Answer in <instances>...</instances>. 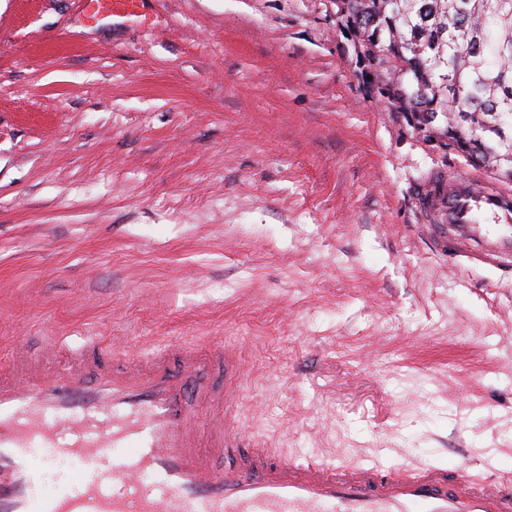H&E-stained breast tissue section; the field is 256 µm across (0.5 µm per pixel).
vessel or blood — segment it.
<instances>
[{
	"instance_id": "vessel-or-blood-1",
	"label": "vessel or blood",
	"mask_w": 512,
	"mask_h": 512,
	"mask_svg": "<svg viewBox=\"0 0 512 512\" xmlns=\"http://www.w3.org/2000/svg\"><path fill=\"white\" fill-rule=\"evenodd\" d=\"M420 205L450 253L489 266L512 258V183L481 176L426 184ZM0 372V512H512V482L462 468L298 460L239 432L236 350L196 341L111 359L89 347L67 357L52 343L13 353ZM224 369V385L203 379ZM218 408L201 424L189 394ZM69 455L79 480L36 492V445ZM221 463H214V456Z\"/></svg>"
}]
</instances>
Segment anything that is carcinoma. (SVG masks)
<instances>
[{
  "label": "carcinoma",
  "mask_w": 512,
  "mask_h": 512,
  "mask_svg": "<svg viewBox=\"0 0 512 512\" xmlns=\"http://www.w3.org/2000/svg\"><path fill=\"white\" fill-rule=\"evenodd\" d=\"M370 96L512 182V0H332Z\"/></svg>",
  "instance_id": "cac0c4a2"
}]
</instances>
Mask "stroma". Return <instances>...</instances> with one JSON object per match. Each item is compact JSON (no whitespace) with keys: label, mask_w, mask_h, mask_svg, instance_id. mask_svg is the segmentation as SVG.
I'll return each instance as SVG.
<instances>
[{"label":"stroma","mask_w":512,"mask_h":512,"mask_svg":"<svg viewBox=\"0 0 512 512\" xmlns=\"http://www.w3.org/2000/svg\"><path fill=\"white\" fill-rule=\"evenodd\" d=\"M346 45L331 0H0V369L198 337L246 360L261 446L512 480V277L416 200L473 169Z\"/></svg>","instance_id":"35a3bbf8"}]
</instances>
